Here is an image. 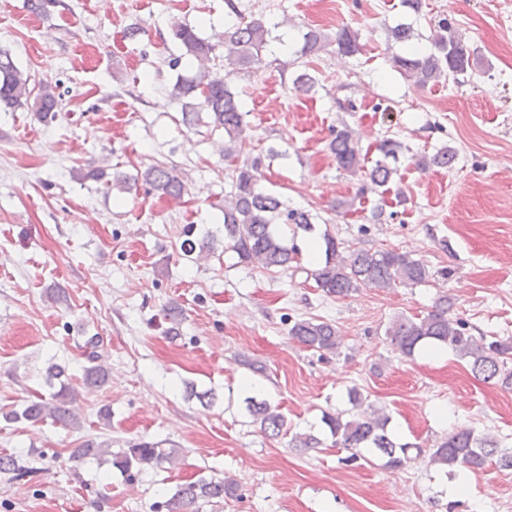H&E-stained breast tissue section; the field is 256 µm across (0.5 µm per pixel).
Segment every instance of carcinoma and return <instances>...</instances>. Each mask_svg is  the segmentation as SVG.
Here are the masks:
<instances>
[{
	"mask_svg": "<svg viewBox=\"0 0 512 512\" xmlns=\"http://www.w3.org/2000/svg\"><path fill=\"white\" fill-rule=\"evenodd\" d=\"M227 4L239 21L224 31V59L238 70H257L263 63V51L269 45L271 28L278 27V24L263 17L242 21V14L233 0H227ZM169 37L181 50V55L169 62L173 69L178 68L185 57L203 59L215 50V45L200 37L195 27L186 23H173ZM302 39L300 53L303 56L318 53L325 42V36L313 29L303 33ZM336 45L343 54L357 53L358 33L349 28L336 32ZM473 54L463 36L444 18L434 26L430 48L422 51L413 47L406 55H395L392 66L406 80L425 87L447 78L450 73L455 76L466 74L471 68ZM170 97L176 101L188 97L197 99L195 103L182 105L183 122L224 131V158L236 157L244 141L248 112L224 76L204 70L192 78L179 77L170 89ZM59 99L57 85L48 81L31 84V76L15 65L9 52L0 50V110L9 111L27 105L40 121L48 123L57 117ZM398 148L399 144L392 139H385L379 144L380 158L367 172L368 181L362 189L390 183L396 170L389 160L396 159ZM329 149L338 168L351 174L363 169L359 142L348 128L336 131ZM286 156L287 153L270 148L266 155L253 157L237 168L231 190L224 194V241L226 249L237 256L240 264L268 271H286L299 248L295 243L288 244V236L280 230V225L293 224L306 233L314 231L311 214L288 207L280 197L259 187L264 158L274 160ZM456 158V151L445 146L429 157H420L418 162L450 168ZM80 178L101 182L107 190L117 193H129L141 182L173 201L181 200L185 192L183 179L174 173V169L164 165L148 166L134 176L120 172L110 174L107 168L97 166L80 173ZM323 241L324 258L310 270V276L316 287L327 296L345 297L363 285L383 290L399 285H419L432 277L428 266L408 252L388 249L345 252L328 233L323 234ZM450 307L448 297L442 296L424 316L393 320L386 328L390 344L405 358L414 357L429 345L445 347L466 360L472 371L481 375L483 380L512 388V337L477 339L465 332L462 321L448 315ZM288 335L319 352L333 354L340 346L336 326L323 320L297 319L288 327ZM85 348L89 366L83 372V385L93 390L106 384L109 371L98 351L99 337H88ZM72 393L70 384L63 382L49 397L31 400L5 413L4 419L33 425L51 419L66 426L75 425L77 418L68 408ZM365 401L366 398L353 389L349 392V402L356 413L351 418L345 420L341 413H323L321 421L334 438L335 445L352 450L355 458L365 452L379 456L385 459V466L389 468L408 465L412 460V449L422 453L418 444L400 442L390 429V416L381 408L365 404ZM245 403L252 422L259 425L260 430L277 435L286 427L285 417L268 399L251 395L245 398ZM495 455L499 456L502 466L512 468V454L501 450L494 436L464 429L450 431L431 449L429 457L431 463L447 469L452 476L460 468L480 469ZM102 456L111 457L112 467L131 480L147 466L175 465L179 450L164 448L160 441L137 442L118 452L95 442L73 450V457L77 459ZM0 472L20 480L35 472V468L29 466L28 458L9 454L0 456ZM232 490L231 483L221 477L202 476L179 487L174 493L164 495V501L158 503V508L164 512H199L200 502L222 500Z\"/></svg>",
	"mask_w": 512,
	"mask_h": 512,
	"instance_id": "obj_1",
	"label": "carcinoma"
}]
</instances>
